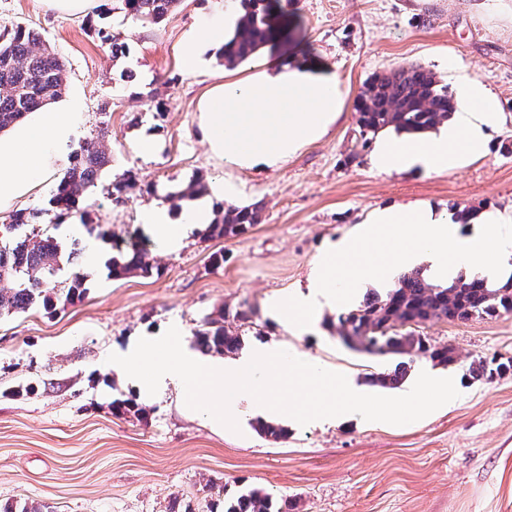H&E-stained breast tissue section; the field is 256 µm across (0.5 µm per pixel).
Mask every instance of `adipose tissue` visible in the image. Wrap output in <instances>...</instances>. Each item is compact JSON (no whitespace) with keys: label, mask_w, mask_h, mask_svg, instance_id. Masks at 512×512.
I'll return each mask as SVG.
<instances>
[{"label":"adipose tissue","mask_w":512,"mask_h":512,"mask_svg":"<svg viewBox=\"0 0 512 512\" xmlns=\"http://www.w3.org/2000/svg\"><path fill=\"white\" fill-rule=\"evenodd\" d=\"M232 22V14L221 8L203 15L184 41L186 72H195L207 52L223 47ZM455 96L452 126L436 136L384 141L373 158L374 168L440 171L483 154L500 104L482 82L466 75L457 80ZM82 107L81 98L70 95L0 132V210L26 201L40 184L61 176L82 122ZM342 107L335 72L315 61H276L244 79L212 86L198 103L197 126L213 158L236 169L269 171L324 137ZM210 218L209 201L199 200L176 215L151 207L143 222L155 239L176 251ZM420 262L428 263L431 276L439 281L462 270L500 278L512 264V226L485 212L476 216L473 230L464 236L456 223L428 208L376 210L358 237L327 247L308 279L305 296L275 304L272 312L294 329H306L317 311L335 307L354 288L387 282Z\"/></svg>","instance_id":"obj_1"}]
</instances>
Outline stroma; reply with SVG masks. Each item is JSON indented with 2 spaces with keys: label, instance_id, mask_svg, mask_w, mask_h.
Here are the masks:
<instances>
[{
  "label": "stroma",
  "instance_id": "35a3bbf8",
  "mask_svg": "<svg viewBox=\"0 0 512 512\" xmlns=\"http://www.w3.org/2000/svg\"><path fill=\"white\" fill-rule=\"evenodd\" d=\"M239 0H181L165 21L143 28L111 7L84 16L44 11L38 0H0V31L22 25L63 58L67 90L84 103L80 138L107 126L112 167L79 204L80 221L123 240L143 226L145 209L199 180L224 181L229 203H260L262 221L230 238L199 227L182 249L156 240L157 273L109 278L112 255L78 239L89 272L86 293L49 315L41 307L0 316V501L48 512H209L212 488L226 496L263 488L295 501L294 512H512V373L469 380L476 359L512 357V315L466 322L434 319L418 328L431 345L450 346L457 399L407 425L350 421L289 428L276 442L254 426L210 430L186 413L178 391L144 415L113 411L136 402L133 387L106 358L175 323L183 343L208 314L227 312L243 348L276 344L294 357L350 376L391 368L389 358L348 347L324 310L311 332L275 321L268 304L297 293L329 243L352 235L384 207L474 208L512 217V0H291L288 40L270 59H316L335 71L344 106L336 124L279 169L256 173L213 159L197 128V105L214 84L244 78L254 60L225 66L215 55L189 74L180 66L187 32L216 8ZM128 45L113 59L102 35ZM404 64L431 70L445 85L483 81L500 103L485 154L456 169L380 172L376 140H364L354 102L372 75ZM154 149L138 148L143 136ZM138 188L114 196V174ZM35 385L32 395L16 389Z\"/></svg>",
  "mask_w": 512,
  "mask_h": 512
}]
</instances>
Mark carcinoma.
I'll return each mask as SVG.
<instances>
[{"label": "carcinoma", "mask_w": 512, "mask_h": 512, "mask_svg": "<svg viewBox=\"0 0 512 512\" xmlns=\"http://www.w3.org/2000/svg\"><path fill=\"white\" fill-rule=\"evenodd\" d=\"M118 9L134 24L158 26L181 0H114ZM290 0H241L234 34L222 49L224 64L232 66L255 57L278 39V20ZM66 64L42 38L18 26L0 32V131L20 121L47 102L61 97L66 87ZM455 110L448 86L436 75L418 65L408 64L387 73L375 74L362 85L355 100L357 123L362 135L376 136L385 131L398 135L425 134L447 122ZM100 134L83 141L68 157L48 207L16 212L0 221V316L42 306L54 313L59 305L78 299L87 290L89 274L66 269L57 238L39 228L40 219L53 216L56 222L78 209L80 197L97 185L111 167V158ZM136 186L135 177L124 172L112 181V192L125 194ZM206 187L198 181L167 194L174 201L201 196ZM261 223L257 204L217 206L209 224L212 238L237 236ZM145 236L123 247L113 246L108 261L109 275L122 279L131 274L148 277L152 264ZM512 314V276L492 286L480 277L459 275L444 286L427 281L419 269L400 273L393 288L374 295L360 307L336 316V333L345 343L378 356L398 360L394 369L372 373L367 381L381 388H397L406 380L407 365L425 356L436 366L450 367L456 362L454 348L435 347L412 331L397 327L418 325L432 319L467 321L473 317ZM197 345L205 352L235 354L241 336L224 325V316H206L195 333ZM473 361L468 368L472 379L491 378L512 371V358ZM258 431L275 441L288 437V430L270 422L257 423ZM224 512H288V503L274 505L271 494L254 488L240 492L224 502Z\"/></svg>", "instance_id": "obj_1"}]
</instances>
